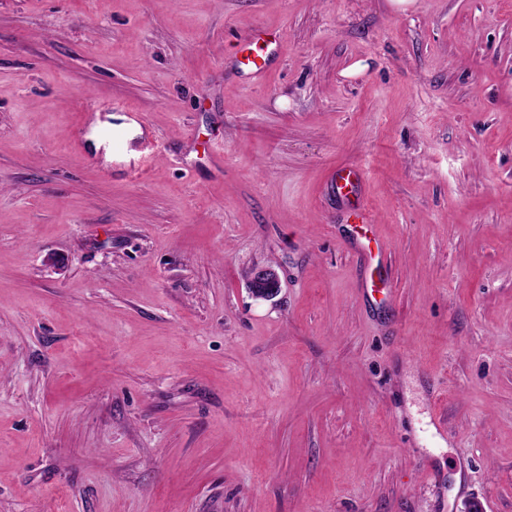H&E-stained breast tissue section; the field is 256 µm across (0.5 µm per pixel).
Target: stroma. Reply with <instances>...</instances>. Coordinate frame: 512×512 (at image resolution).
<instances>
[{
    "instance_id": "stroma-1",
    "label": "stroma",
    "mask_w": 512,
    "mask_h": 512,
    "mask_svg": "<svg viewBox=\"0 0 512 512\" xmlns=\"http://www.w3.org/2000/svg\"><path fill=\"white\" fill-rule=\"evenodd\" d=\"M472 498L512 512V0H0V512ZM260 41H262V43H260ZM265 42L266 41L263 39L260 33L254 32L251 38L247 41L249 50L251 52L245 57L246 62H241L242 65L250 68V74L256 80L263 79L266 74L268 56L264 55L267 48ZM258 58L261 59L263 63L258 64ZM281 289V279L275 268L262 266L252 269L248 279V290L256 299L270 300Z\"/></svg>"
}]
</instances>
